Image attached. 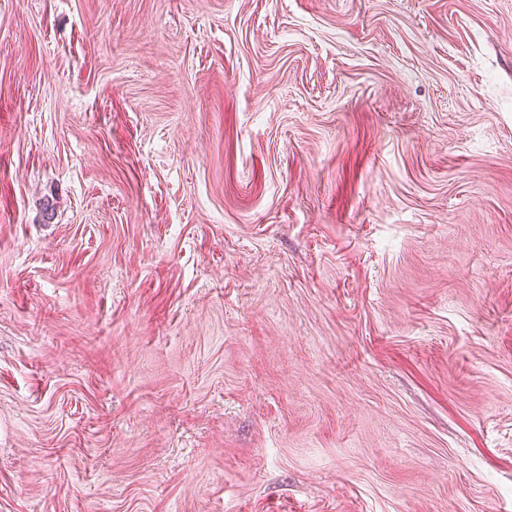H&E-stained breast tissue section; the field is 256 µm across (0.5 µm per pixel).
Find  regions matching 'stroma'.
Here are the masks:
<instances>
[{
	"mask_svg": "<svg viewBox=\"0 0 512 512\" xmlns=\"http://www.w3.org/2000/svg\"><path fill=\"white\" fill-rule=\"evenodd\" d=\"M0 512H512V0H0Z\"/></svg>",
	"mask_w": 512,
	"mask_h": 512,
	"instance_id": "35a3bbf8",
	"label": "stroma"
}]
</instances>
